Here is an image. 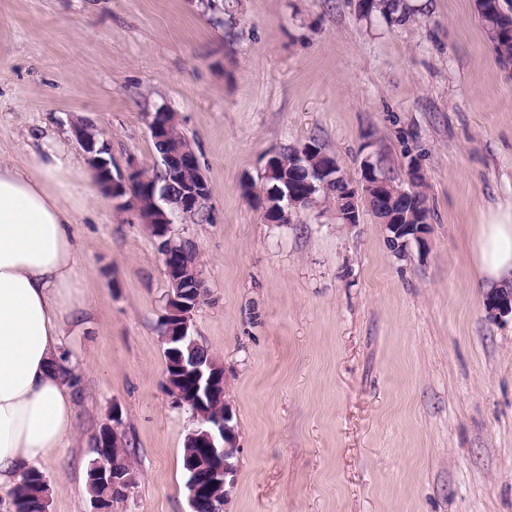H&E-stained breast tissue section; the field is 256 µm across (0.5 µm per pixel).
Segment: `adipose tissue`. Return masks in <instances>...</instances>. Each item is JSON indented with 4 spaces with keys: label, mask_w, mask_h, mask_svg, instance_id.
<instances>
[{
    "label": "adipose tissue",
    "mask_w": 512,
    "mask_h": 512,
    "mask_svg": "<svg viewBox=\"0 0 512 512\" xmlns=\"http://www.w3.org/2000/svg\"><path fill=\"white\" fill-rule=\"evenodd\" d=\"M0 158V487L74 441L73 380L61 347L80 321L76 188L56 147ZM474 284L512 288V204L488 208L469 239Z\"/></svg>",
    "instance_id": "1"
}]
</instances>
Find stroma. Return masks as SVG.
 I'll list each match as a JSON object with an SVG mask.
<instances>
[{
	"instance_id": "1",
	"label": "stroma",
	"mask_w": 512,
	"mask_h": 512,
	"mask_svg": "<svg viewBox=\"0 0 512 512\" xmlns=\"http://www.w3.org/2000/svg\"><path fill=\"white\" fill-rule=\"evenodd\" d=\"M0 0V155L33 138L71 156L82 320L75 445L37 462L47 512H94L99 431L134 448L112 512H189L191 411L165 386L169 285L135 210L96 183L72 133L112 143V167L158 162L148 123L173 112L210 186L205 220L175 219L207 291L190 333L224 368L237 473L223 512H512V314L493 315L466 252L482 210L512 203V66L475 0H432L404 26L357 0ZM317 138L346 177L380 160L425 180L429 250L393 252L370 209L329 205L266 223L248 184L268 157Z\"/></svg>"
}]
</instances>
